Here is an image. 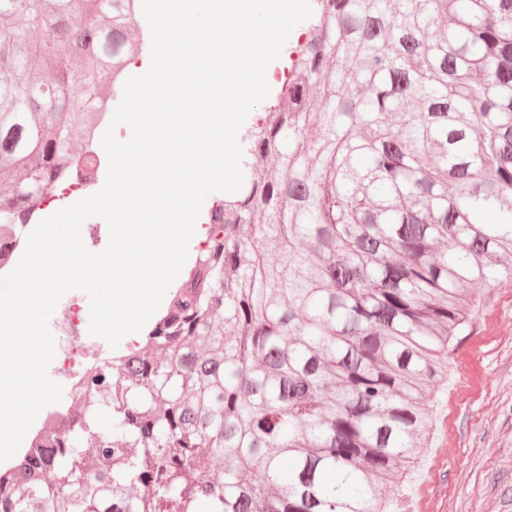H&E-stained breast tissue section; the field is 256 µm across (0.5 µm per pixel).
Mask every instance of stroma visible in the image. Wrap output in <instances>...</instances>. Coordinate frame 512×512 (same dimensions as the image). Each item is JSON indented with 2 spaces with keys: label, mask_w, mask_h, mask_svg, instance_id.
Listing matches in <instances>:
<instances>
[{
  "label": "stroma",
  "mask_w": 512,
  "mask_h": 512,
  "mask_svg": "<svg viewBox=\"0 0 512 512\" xmlns=\"http://www.w3.org/2000/svg\"><path fill=\"white\" fill-rule=\"evenodd\" d=\"M426 408L423 454L388 490L387 512L413 486L420 512H512V285L483 288L442 355Z\"/></svg>",
  "instance_id": "stroma-1"
}]
</instances>
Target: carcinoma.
<instances>
[{"label": "carcinoma", "mask_w": 512, "mask_h": 512, "mask_svg": "<svg viewBox=\"0 0 512 512\" xmlns=\"http://www.w3.org/2000/svg\"><path fill=\"white\" fill-rule=\"evenodd\" d=\"M316 2L190 290L87 377L0 512H384L422 455L442 352L512 284V0ZM139 3L0 0V237L72 174Z\"/></svg>", "instance_id": "obj_1"}]
</instances>
